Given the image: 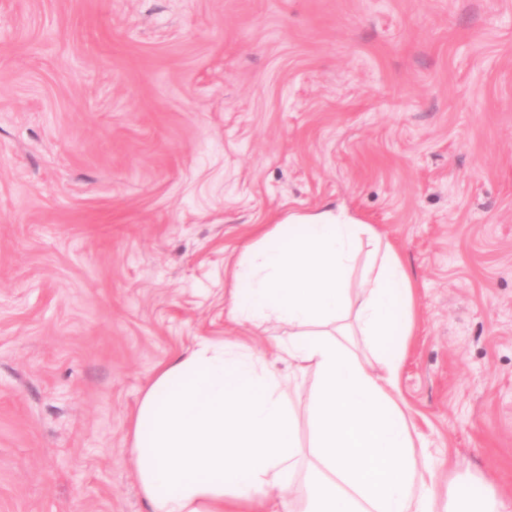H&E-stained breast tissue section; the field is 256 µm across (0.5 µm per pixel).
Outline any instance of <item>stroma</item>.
Listing matches in <instances>:
<instances>
[{"label": "stroma", "instance_id": "35a3bbf8", "mask_svg": "<svg viewBox=\"0 0 512 512\" xmlns=\"http://www.w3.org/2000/svg\"><path fill=\"white\" fill-rule=\"evenodd\" d=\"M334 205L417 286L439 498L512 495V0H0V512H148L130 419L251 231Z\"/></svg>", "mask_w": 512, "mask_h": 512}]
</instances>
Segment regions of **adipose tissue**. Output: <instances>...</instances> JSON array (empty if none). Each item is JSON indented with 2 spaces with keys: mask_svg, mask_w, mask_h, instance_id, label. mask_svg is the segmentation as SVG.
Segmentation results:
<instances>
[{
  "mask_svg": "<svg viewBox=\"0 0 512 512\" xmlns=\"http://www.w3.org/2000/svg\"><path fill=\"white\" fill-rule=\"evenodd\" d=\"M227 317L288 337L265 353L203 342L157 370L131 426L150 512H512L479 474L437 498L399 390L414 281L376 225L332 207L264 225L233 264ZM311 373L303 445L293 398Z\"/></svg>",
  "mask_w": 512,
  "mask_h": 512,
  "instance_id": "adipose-tissue-1",
  "label": "adipose tissue"
}]
</instances>
